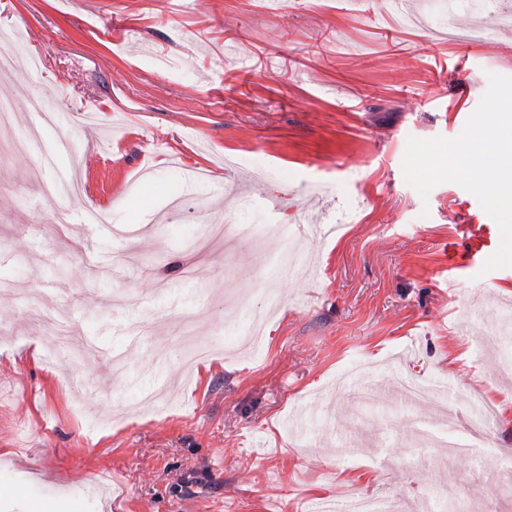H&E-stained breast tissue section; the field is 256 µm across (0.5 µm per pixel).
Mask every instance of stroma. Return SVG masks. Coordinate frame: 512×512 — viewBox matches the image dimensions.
Wrapping results in <instances>:
<instances>
[{
	"mask_svg": "<svg viewBox=\"0 0 512 512\" xmlns=\"http://www.w3.org/2000/svg\"><path fill=\"white\" fill-rule=\"evenodd\" d=\"M509 6L409 0L403 25L392 0H0L23 50L0 70L15 136L31 96L54 115L53 166L0 149V512H309L355 492L512 512L491 487L512 426L492 417L471 465L413 430L463 438L473 395H512V225L424 165L491 103L512 113ZM56 315L66 352L43 341ZM191 340L213 355L186 372ZM33 341L39 364H12ZM413 368L450 395L407 411Z\"/></svg>",
	"mask_w": 512,
	"mask_h": 512,
	"instance_id": "1",
	"label": "stroma"
}]
</instances>
